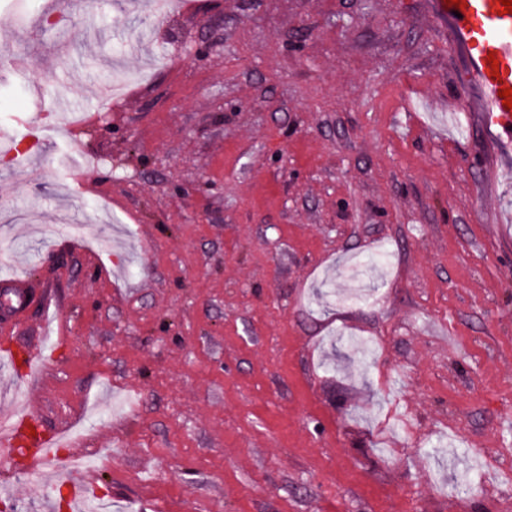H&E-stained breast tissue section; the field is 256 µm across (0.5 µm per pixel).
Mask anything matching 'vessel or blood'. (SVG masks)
<instances>
[{"label":"vessel or blood","mask_w":512,"mask_h":512,"mask_svg":"<svg viewBox=\"0 0 512 512\" xmlns=\"http://www.w3.org/2000/svg\"><path fill=\"white\" fill-rule=\"evenodd\" d=\"M460 11L446 7L444 0H433L434 14L448 20L449 34L454 43L463 45L467 53L466 79L486 98L479 121L492 133L494 149L512 147V109H505L499 93L512 87V14L503 13L497 0H461ZM495 54L499 79H492L487 61ZM0 290L6 296V309L0 315V333L15 332L32 311L46 312L51 296L36 288L26 276L9 275L0 278ZM63 430L46 431L39 415L27 411L14 414L9 428L0 433V460L20 465L29 473L51 468L56 450L63 440ZM73 512L93 488V476L79 471L63 475Z\"/></svg>","instance_id":"1"}]
</instances>
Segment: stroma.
I'll return each instance as SVG.
<instances>
[{
    "label": "stroma",
    "instance_id": "obj_1",
    "mask_svg": "<svg viewBox=\"0 0 512 512\" xmlns=\"http://www.w3.org/2000/svg\"><path fill=\"white\" fill-rule=\"evenodd\" d=\"M150 2L0 0V274L62 315L0 424L71 419L102 512H512V154L432 0Z\"/></svg>",
    "mask_w": 512,
    "mask_h": 512
}]
</instances>
